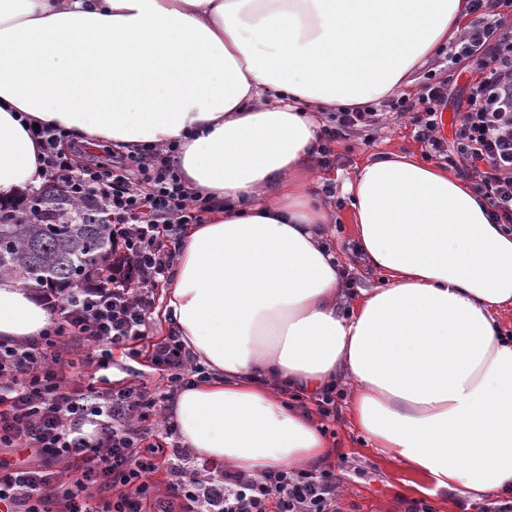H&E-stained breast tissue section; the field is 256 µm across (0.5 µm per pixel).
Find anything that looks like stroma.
Here are the masks:
<instances>
[{"label":"stroma","mask_w":512,"mask_h":512,"mask_svg":"<svg viewBox=\"0 0 512 512\" xmlns=\"http://www.w3.org/2000/svg\"><path fill=\"white\" fill-rule=\"evenodd\" d=\"M442 74L450 80L454 95L462 96L471 80L479 78L476 65L449 68L447 54L431 59L426 70L418 71L408 91L410 99L424 92L427 72ZM386 120L378 128L357 131L341 139L335 146L336 160L332 166L316 167L314 177L318 184H328L334 197L327 203L333 208V235L330 239L339 258L350 267V292L379 285L378 274L367 269L351 251L353 221L349 207L344 206L343 183L357 164L387 154H412L424 157L426 147L417 137L407 119L388 116V104L378 106ZM326 435L335 448L332 463L336 472V496L344 512H405L408 503L425 500L434 512H505L512 508V496L494 500L483 506H466L454 496L423 495L417 488L419 480L398 462L380 456L362 440L360 435L341 420L327 423Z\"/></svg>","instance_id":"stroma-1"}]
</instances>
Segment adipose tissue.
Instances as JSON below:
<instances>
[{"label":"adipose tissue","mask_w":512,"mask_h":512,"mask_svg":"<svg viewBox=\"0 0 512 512\" xmlns=\"http://www.w3.org/2000/svg\"><path fill=\"white\" fill-rule=\"evenodd\" d=\"M468 20L467 0H0V196L38 185L21 116L118 150L177 142L190 196L166 295L205 369L168 411L196 455L259 475L326 457L290 404L354 381L350 421L467 504L512 494V229L448 169L390 154L346 182L386 281L342 310L310 163L318 113L391 98ZM53 314L0 283V337Z\"/></svg>","instance_id":"ef3b65f1"}]
</instances>
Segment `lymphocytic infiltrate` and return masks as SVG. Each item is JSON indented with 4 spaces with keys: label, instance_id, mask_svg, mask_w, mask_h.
<instances>
[{
    "label": "lymphocytic infiltrate",
    "instance_id": "lymphocytic-infiltrate-1",
    "mask_svg": "<svg viewBox=\"0 0 512 512\" xmlns=\"http://www.w3.org/2000/svg\"><path fill=\"white\" fill-rule=\"evenodd\" d=\"M465 33L448 49L451 65L479 61L482 76L454 113L452 141L435 132L448 105L446 82H428L419 102L399 99L433 157L461 166L490 206L493 223L512 225V0H470ZM370 108L332 112L321 166L344 133L378 127ZM43 183L105 210L121 250L110 271L41 299L57 315L39 339L0 338V512H341L334 466L251 476L201 458L180 442L164 415L174 393L202 370L177 331L151 341L157 291L170 279L188 225L201 223L210 198L189 203L172 149L141 147L112 155L111 166H75L72 133L33 130ZM147 362L161 378L147 388L112 383L114 354ZM83 367L99 380L78 382ZM92 433H84L85 424Z\"/></svg>",
    "mask_w": 512,
    "mask_h": 512
}]
</instances>
